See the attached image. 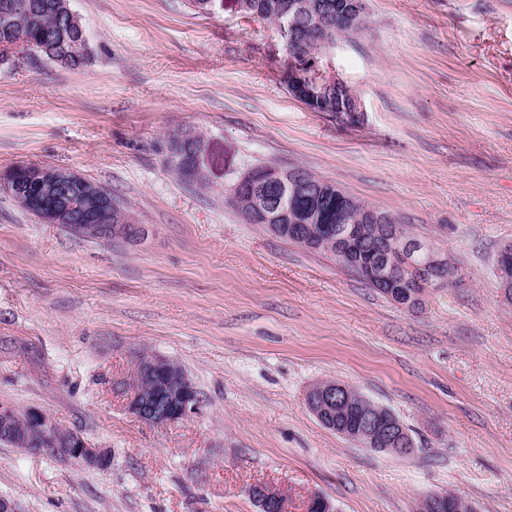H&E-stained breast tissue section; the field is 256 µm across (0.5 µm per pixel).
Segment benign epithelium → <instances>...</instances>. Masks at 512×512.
Returning a JSON list of instances; mask_svg holds the SVG:
<instances>
[{
    "label": "benign epithelium",
    "instance_id": "7a95c632",
    "mask_svg": "<svg viewBox=\"0 0 512 512\" xmlns=\"http://www.w3.org/2000/svg\"><path fill=\"white\" fill-rule=\"evenodd\" d=\"M275 58L280 74L286 73L294 78L300 75V64L294 43L292 38L284 33L280 35V45L275 49ZM27 180L38 183L53 182L59 203L58 208L50 209L44 214V220L49 224H71L79 235L88 239L122 236L128 240H135L145 234V227L142 224L104 223L107 207L105 202L98 203L95 208L76 211V208L66 200L68 189L84 182V177L76 172H59L46 166L29 165ZM0 188L13 196L23 208L39 205V200L35 196L21 190L18 181L11 179L6 173L0 176ZM135 372L145 377L159 373L163 377V383L158 386L154 384L148 390H129L126 407L136 419L150 425L163 426L183 420L199 408L200 397L196 388L173 361L153 354H142ZM17 415L18 411L15 408L0 405V434L12 431ZM27 418L31 430L24 438V445L31 449V453H53L64 460L101 470L109 467V452L93 446L80 431L61 428L40 411H27ZM256 490L261 492L264 509L268 512H287V497L282 492L266 485H258Z\"/></svg>",
    "mask_w": 512,
    "mask_h": 512
}]
</instances>
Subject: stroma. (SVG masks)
I'll list each match as a JSON object with an SVG mask.
<instances>
[{
  "label": "stroma",
  "instance_id": "35a3bbf8",
  "mask_svg": "<svg viewBox=\"0 0 512 512\" xmlns=\"http://www.w3.org/2000/svg\"><path fill=\"white\" fill-rule=\"evenodd\" d=\"M71 0L90 56L70 69L18 48L0 63V172L72 169L147 235L84 240L0 190V404L35 409L110 451L100 470L0 445L16 512H415L452 492L512 512V0H366L332 50L359 122L279 80L276 28L237 0ZM191 128L205 186L169 165ZM300 166L398 215L455 263L456 285L393 305L324 255L246 223L225 200L260 164ZM179 363L202 404L167 426L125 408L137 355ZM356 386L409 427L414 454L359 447L305 395Z\"/></svg>",
  "mask_w": 512,
  "mask_h": 512
}]
</instances>
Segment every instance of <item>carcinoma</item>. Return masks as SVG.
Wrapping results in <instances>:
<instances>
[{
    "mask_svg": "<svg viewBox=\"0 0 512 512\" xmlns=\"http://www.w3.org/2000/svg\"><path fill=\"white\" fill-rule=\"evenodd\" d=\"M63 0H0V46L28 43L39 49L51 62L68 57L66 66L78 67L88 55L86 33L67 26L58 4ZM346 0H239L240 11L248 18L288 28L300 59L308 62L318 57L324 40H347L362 31L367 22L366 7L355 20L346 16ZM288 92L297 86L318 93L324 112L336 111L359 100L356 91L344 84L341 89L318 84L314 72L292 85L281 77ZM203 143L191 129L170 136V145L178 155L171 159L174 170L185 180L206 186L204 176L190 160L192 150ZM269 165L247 169L242 184H232L227 202L239 211L246 223L264 224L274 234L306 250L326 254L343 265L341 254L348 253L357 267L351 272L376 289L391 302L420 307L426 290L436 287L437 277L420 271L421 260L407 257L395 238V229L410 236L408 225L387 211L375 208L341 189L336 183L300 167L282 169L280 178L265 180ZM111 203L109 223L132 224L134 219L106 189H101ZM499 279H512V244L503 246L496 258ZM321 424L364 448L386 452L391 442L380 435L364 434V418H373L383 429L411 430L389 409L379 406L357 388L336 389V402L316 408ZM449 512H473L465 498L444 492Z\"/></svg>",
    "mask_w": 512,
    "mask_h": 512,
    "instance_id": "1",
    "label": "carcinoma"
}]
</instances>
